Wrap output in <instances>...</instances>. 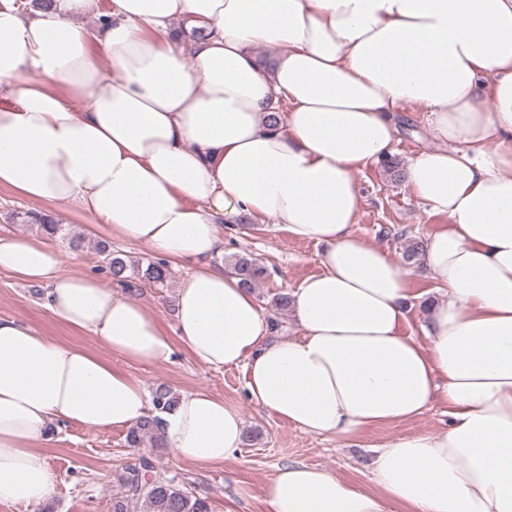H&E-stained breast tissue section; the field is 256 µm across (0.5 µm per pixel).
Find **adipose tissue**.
Segmentation results:
<instances>
[{
  "label": "adipose tissue",
  "instance_id": "1",
  "mask_svg": "<svg viewBox=\"0 0 512 512\" xmlns=\"http://www.w3.org/2000/svg\"><path fill=\"white\" fill-rule=\"evenodd\" d=\"M0 96V186L194 264L170 334L101 275L62 272L47 237L0 236V271L40 284L55 319L141 365L179 341L210 369L243 366L252 402L314 435L447 406L446 429L380 447L371 486L279 468L267 512H512V0H48L29 18L0 0ZM402 105L438 142L408 187L449 218L424 238L438 288L421 341L410 270L353 230L355 174L392 154ZM231 216L321 245L290 293L299 335L272 338L254 291L213 266ZM152 409L112 363L0 317V504L49 500L59 426L127 429ZM160 419L183 463L244 443L242 410L205 391Z\"/></svg>",
  "mask_w": 512,
  "mask_h": 512
}]
</instances>
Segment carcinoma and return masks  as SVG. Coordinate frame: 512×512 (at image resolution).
Returning <instances> with one entry per match:
<instances>
[{
	"label": "carcinoma",
	"mask_w": 512,
	"mask_h": 512,
	"mask_svg": "<svg viewBox=\"0 0 512 512\" xmlns=\"http://www.w3.org/2000/svg\"><path fill=\"white\" fill-rule=\"evenodd\" d=\"M22 223L32 224L52 238L67 236L64 225L47 224L36 213L27 214ZM422 251V240L410 237L405 241L403 259L407 264L413 265L420 260ZM107 259L112 277L122 284L128 285L134 279L163 286L169 279L168 265L160 260L150 261L144 267H134L132 275L129 276V265L121 253L112 251L107 254ZM226 268L250 289L266 275L264 267L239 255L231 257ZM175 402L176 394L165 386L157 387L153 393V407L156 411L168 410ZM145 438L156 443L162 442L158 417L150 415L144 418L127 434V442L132 447L139 445ZM119 483L122 492L112 498V512H211L207 498L192 493L177 477L159 470L147 457H140L136 462L127 465L119 477Z\"/></svg>",
	"instance_id": "obj_1"
}]
</instances>
